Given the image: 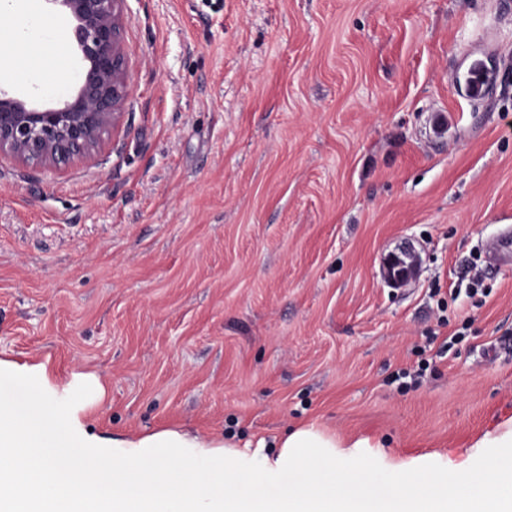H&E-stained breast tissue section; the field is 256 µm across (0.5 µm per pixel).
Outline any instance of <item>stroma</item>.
<instances>
[{
    "label": "stroma",
    "instance_id": "1",
    "mask_svg": "<svg viewBox=\"0 0 512 512\" xmlns=\"http://www.w3.org/2000/svg\"><path fill=\"white\" fill-rule=\"evenodd\" d=\"M123 26L103 147L0 157V360L45 368L0 395L48 380L102 448L312 425L348 444L340 478L384 492L492 473L477 442L512 418V255L485 251L512 233V0H124ZM81 75L72 53L0 86L49 104ZM404 250L420 264L395 287L382 263Z\"/></svg>",
    "mask_w": 512,
    "mask_h": 512
}]
</instances>
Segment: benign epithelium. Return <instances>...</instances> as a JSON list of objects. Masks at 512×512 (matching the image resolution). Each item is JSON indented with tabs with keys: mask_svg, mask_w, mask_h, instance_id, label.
Here are the masks:
<instances>
[{
	"mask_svg": "<svg viewBox=\"0 0 512 512\" xmlns=\"http://www.w3.org/2000/svg\"><path fill=\"white\" fill-rule=\"evenodd\" d=\"M53 13L73 23L75 50L83 63L74 94L51 106L14 96L0 87V155L22 163L58 168L84 160L117 125L129 96L127 62L121 45L124 0H44ZM419 263L414 252L389 256L385 278L397 286Z\"/></svg>",
	"mask_w": 512,
	"mask_h": 512,
	"instance_id": "1",
	"label": "benign epithelium"
}]
</instances>
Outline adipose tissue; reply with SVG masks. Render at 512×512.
I'll return each instance as SVG.
<instances>
[{
	"label": "adipose tissue",
	"instance_id": "ef3b65f1",
	"mask_svg": "<svg viewBox=\"0 0 512 512\" xmlns=\"http://www.w3.org/2000/svg\"><path fill=\"white\" fill-rule=\"evenodd\" d=\"M27 0H0V73L30 75L61 58L59 41ZM28 411L0 400V512H506L512 504V423L482 440L509 454L495 477L462 484L432 474L414 491L378 493L368 478L336 477V438L315 427L287 432L269 456L176 430L116 438L107 455L51 393L31 390ZM63 437L47 444L42 427Z\"/></svg>",
	"mask_w": 512,
	"mask_h": 512
}]
</instances>
